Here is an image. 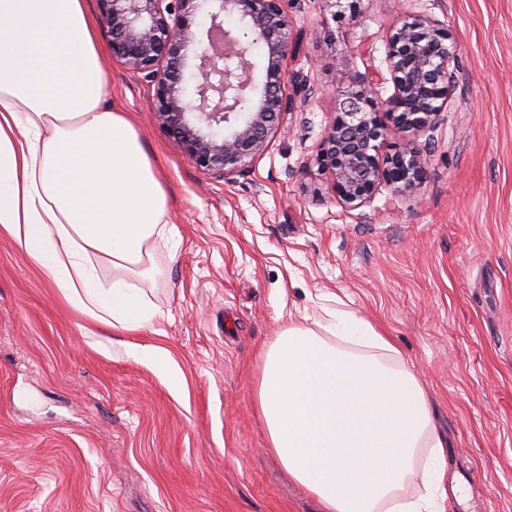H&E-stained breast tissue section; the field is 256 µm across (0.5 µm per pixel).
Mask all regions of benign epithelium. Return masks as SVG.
Masks as SVG:
<instances>
[{
    "label": "benign epithelium",
    "mask_w": 512,
    "mask_h": 512,
    "mask_svg": "<svg viewBox=\"0 0 512 512\" xmlns=\"http://www.w3.org/2000/svg\"><path fill=\"white\" fill-rule=\"evenodd\" d=\"M112 57L154 87L152 110L197 166L226 181L249 173L282 117L313 89L287 68L291 19L284 0H99ZM333 17L360 21L362 0H327ZM207 7L205 39L193 30ZM235 15L240 30L224 28ZM263 47L261 65L250 59ZM393 92L370 87L347 93L316 155L318 172L336 198L351 206L371 202L379 189L406 195L427 175L429 148L416 138L432 130L456 87L457 47L448 30L428 16L408 13L386 35ZM198 81L186 92L189 55ZM293 89H287V86ZM396 131L404 144L380 152Z\"/></svg>",
    "instance_id": "1"
}]
</instances>
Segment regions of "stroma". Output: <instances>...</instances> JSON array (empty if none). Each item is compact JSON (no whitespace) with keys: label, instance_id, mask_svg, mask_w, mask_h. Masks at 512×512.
<instances>
[{"label":"stroma","instance_id":"35a3bbf8","mask_svg":"<svg viewBox=\"0 0 512 512\" xmlns=\"http://www.w3.org/2000/svg\"><path fill=\"white\" fill-rule=\"evenodd\" d=\"M287 9L288 70L315 93L230 181L167 133L99 30L103 105L159 167L179 246L155 251L153 325L127 333L0 232V512H320L268 451L253 397L262 350L337 306L419 377L448 440L446 512H512V0H363L357 24L326 0ZM409 12L451 33L458 87L426 134L424 182L353 208L316 154Z\"/></svg>","mask_w":512,"mask_h":512}]
</instances>
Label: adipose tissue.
I'll return each mask as SVG.
<instances>
[{
	"instance_id": "ef3b65f1",
	"label": "adipose tissue",
	"mask_w": 512,
	"mask_h": 512,
	"mask_svg": "<svg viewBox=\"0 0 512 512\" xmlns=\"http://www.w3.org/2000/svg\"><path fill=\"white\" fill-rule=\"evenodd\" d=\"M104 93L86 0H0V230L75 309L136 332L157 316L142 284L176 228L139 135ZM332 316L323 336L289 324L260 356L268 449L322 512H444L448 443L419 379L369 322ZM423 448L424 492L408 499Z\"/></svg>"
}]
</instances>
